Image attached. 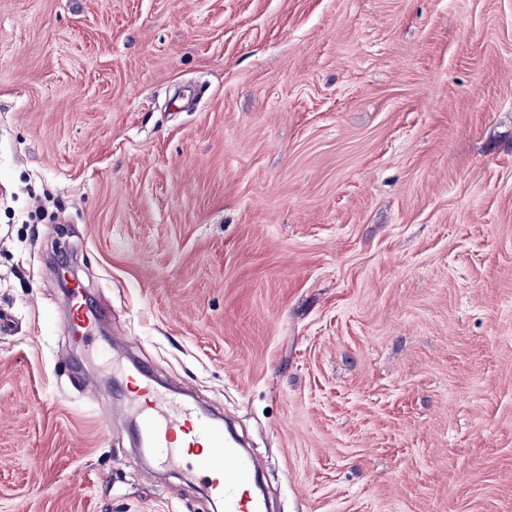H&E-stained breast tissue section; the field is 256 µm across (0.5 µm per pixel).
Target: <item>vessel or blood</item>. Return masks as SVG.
Masks as SVG:
<instances>
[{"label": "vessel or blood", "mask_w": 512, "mask_h": 512, "mask_svg": "<svg viewBox=\"0 0 512 512\" xmlns=\"http://www.w3.org/2000/svg\"><path fill=\"white\" fill-rule=\"evenodd\" d=\"M70 318L82 328L94 327L99 312L86 303L81 286L71 290ZM129 395L139 413L137 442L146 452H159L164 463L179 464L187 448L200 449L195 466L208 484L211 499L222 501L224 512H265L264 500L255 492L254 482L264 468L263 462L242 453L224 426L194 405L163 392L148 374Z\"/></svg>", "instance_id": "b4317fda"}]
</instances>
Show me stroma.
Listing matches in <instances>:
<instances>
[{
  "label": "stroma",
  "mask_w": 512,
  "mask_h": 512,
  "mask_svg": "<svg viewBox=\"0 0 512 512\" xmlns=\"http://www.w3.org/2000/svg\"><path fill=\"white\" fill-rule=\"evenodd\" d=\"M110 307L67 332L60 264ZM0 512H512V0H0ZM136 370L141 385L129 393V401L139 413L138 445L147 453L158 451L168 465L181 462L182 448H211L195 458L197 470L207 480L209 497L224 502V512L266 511L264 500L254 492L264 463L242 453L235 439L224 435L222 423L163 392L144 369Z\"/></svg>",
  "instance_id": "stroma-1"
}]
</instances>
